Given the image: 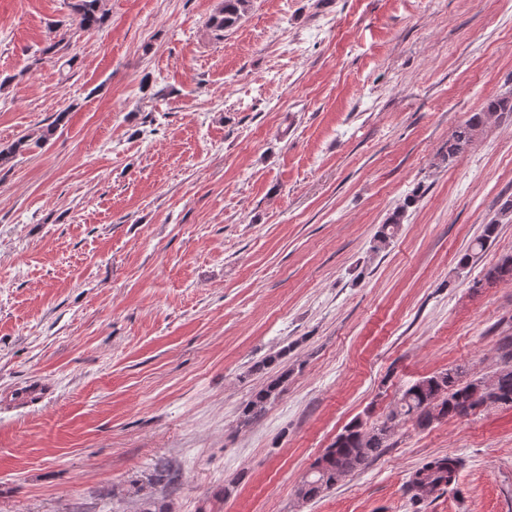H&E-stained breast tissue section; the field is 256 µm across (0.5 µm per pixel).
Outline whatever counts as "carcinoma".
<instances>
[{"label":"carcinoma","instance_id":"obj_1","mask_svg":"<svg viewBox=\"0 0 512 512\" xmlns=\"http://www.w3.org/2000/svg\"><path fill=\"white\" fill-rule=\"evenodd\" d=\"M251 6L252 0H222L221 7L209 20V27L220 38L224 31L241 22ZM69 7L78 27L84 31L100 29L108 21L104 0H70ZM497 113L512 114V93L490 100L482 111L473 113L460 124L448 140L447 157L453 158L471 146L488 119ZM29 148L30 138L26 135L1 147L0 165ZM401 221L402 214L398 211L386 219L376 235L378 245L384 247L390 243ZM484 280L511 281L512 255L503 256L488 268ZM279 385L280 380L276 379L259 390L244 407V420L257 416L276 395ZM500 407H512V338L499 347V367L491 378L474 377L463 366L450 368L419 379L406 388L382 425L368 430L362 422L355 421L345 427L302 478L297 496L304 501L316 500L344 477L364 470L389 447L392 432L402 419H411L424 429L435 420L468 415L479 408ZM459 466V459L450 455L424 462L406 484L411 504L416 506L448 488L456 480Z\"/></svg>","mask_w":512,"mask_h":512}]
</instances>
